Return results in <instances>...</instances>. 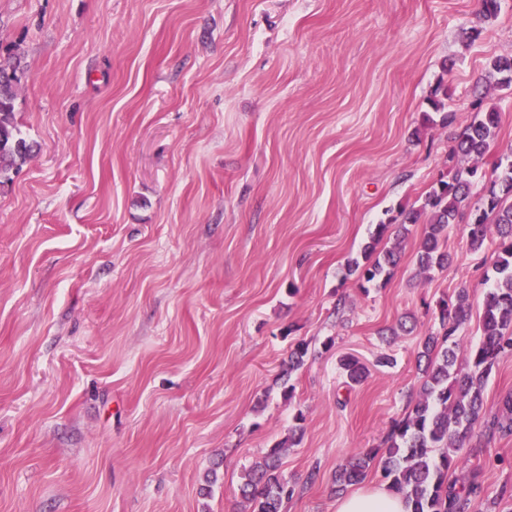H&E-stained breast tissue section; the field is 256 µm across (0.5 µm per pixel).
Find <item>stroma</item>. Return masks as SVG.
<instances>
[{
    "instance_id": "35a3bbf8",
    "label": "stroma",
    "mask_w": 512,
    "mask_h": 512,
    "mask_svg": "<svg viewBox=\"0 0 512 512\" xmlns=\"http://www.w3.org/2000/svg\"><path fill=\"white\" fill-rule=\"evenodd\" d=\"M0 0V56L35 151L0 182V512H240L287 438L283 512H336L337 470L419 396L437 302L468 289L481 338L491 250L448 229L419 275L411 227L385 285L347 264L376 224L452 175L512 0ZM454 91L452 124L429 98ZM484 166L512 153V93ZM412 333L383 335L400 319ZM304 366L279 378L291 346ZM368 379L346 390L338 362ZM394 365L377 366L380 355ZM292 394H285V385ZM459 476L512 512V435L476 424ZM316 481H309L310 472ZM501 0H481V8L476 12L471 26L465 31L467 39L474 40L485 24L494 19L500 10ZM339 365L345 382L350 386L360 385L368 376V368L354 357L342 356Z\"/></svg>"
}]
</instances>
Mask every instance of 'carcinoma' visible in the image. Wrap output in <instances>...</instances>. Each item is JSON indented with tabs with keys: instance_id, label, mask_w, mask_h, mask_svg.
<instances>
[{
	"instance_id": "1",
	"label": "carcinoma",
	"mask_w": 512,
	"mask_h": 512,
	"mask_svg": "<svg viewBox=\"0 0 512 512\" xmlns=\"http://www.w3.org/2000/svg\"><path fill=\"white\" fill-rule=\"evenodd\" d=\"M500 2L481 0L480 10L465 31L468 39L478 37L483 26L497 16ZM22 72L19 53L0 62V177L24 163L33 152L15 118ZM484 82L488 89H512V55L490 59ZM449 98L448 84L439 82L431 107L443 113L442 123L446 125L452 121L451 113L445 112ZM483 102L482 97L476 99L470 122L456 137L449 154L454 162L451 178L439 181L409 210L400 212V241L389 249L377 250L389 228L378 224L360 256L348 264L349 274L358 280L386 283L400 259L401 239L409 232L407 225L422 220L425 231L417 264L419 272L428 276L448 265L443 247L452 224H466L472 253L483 251L489 242L495 245L494 276L483 300L482 337L467 349L468 370L455 368L460 328L470 314L469 293L462 288L454 298L440 300L439 329L424 339L417 356L426 359L419 398L403 418L393 423L386 437L381 471L390 487L404 495L411 512H476L478 486L450 483L448 474L463 463L464 442L479 420H486L491 435L512 434V395L505 396L493 411L486 407L483 395L485 382L498 360L512 356V155L499 157L489 173L483 169L482 161L500 123L498 109L485 107ZM307 355L308 344H295L281 378L286 381L303 367ZM339 365L350 386L361 384L368 376V368L354 357H341ZM295 421L288 438L245 471L239 485L240 497L248 504L243 512H281L283 503L295 495V486L279 473L283 456L299 443L304 431L303 416L297 415ZM375 457L367 453L352 458L338 470L336 482L343 488L362 481Z\"/></svg>"
}]
</instances>
